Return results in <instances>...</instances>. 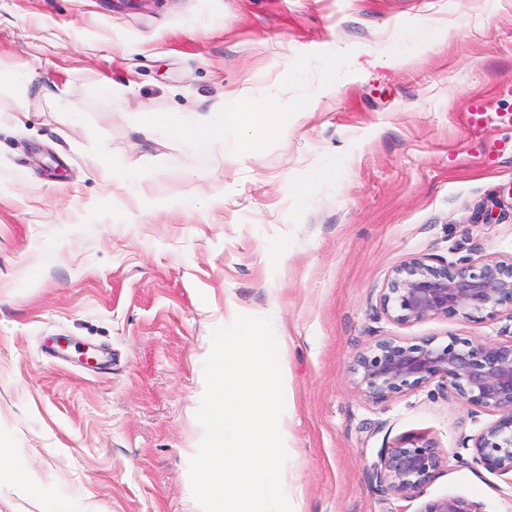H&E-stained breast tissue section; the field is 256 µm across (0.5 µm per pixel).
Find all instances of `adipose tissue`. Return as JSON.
I'll list each match as a JSON object with an SVG mask.
<instances>
[{
    "label": "adipose tissue",
    "mask_w": 512,
    "mask_h": 512,
    "mask_svg": "<svg viewBox=\"0 0 512 512\" xmlns=\"http://www.w3.org/2000/svg\"><path fill=\"white\" fill-rule=\"evenodd\" d=\"M281 110L282 105L275 98L256 103L230 97L225 99L219 119L196 113L183 119L174 134L202 152L208 151L215 141H222L225 154L236 156L255 147L259 136L282 133L278 121Z\"/></svg>",
    "instance_id": "1"
}]
</instances>
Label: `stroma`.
Instances as JSON below:
<instances>
[{"label": "stroma", "mask_w": 512, "mask_h": 512, "mask_svg": "<svg viewBox=\"0 0 512 512\" xmlns=\"http://www.w3.org/2000/svg\"><path fill=\"white\" fill-rule=\"evenodd\" d=\"M402 28L407 63L376 64ZM239 92L278 95L284 134L230 157L136 125ZM414 256L512 258V0H0V453L28 469L0 512H201L210 333L269 314L293 512H512V476L463 446L494 413L352 382L375 336L512 339L502 315L377 318ZM413 432L445 466L422 499L379 493L380 449ZM419 512H480L475 504L459 496H446L426 502Z\"/></svg>", "instance_id": "obj_1"}]
</instances>
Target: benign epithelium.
Returning a JSON list of instances; mask_svg holds the SVG:
<instances>
[{
	"label": "benign epithelium",
	"mask_w": 512,
	"mask_h": 512,
	"mask_svg": "<svg viewBox=\"0 0 512 512\" xmlns=\"http://www.w3.org/2000/svg\"><path fill=\"white\" fill-rule=\"evenodd\" d=\"M512 319V258L457 261L411 257L396 266L379 296V316L397 325L476 314ZM353 383L365 400L385 403L438 382L455 401L497 415L472 443V461L494 473H512V339L484 342L449 337L409 341L375 336L353 358ZM446 457L420 434L404 435L381 448L372 465L378 491L416 499L444 467ZM419 512H478L459 496L426 502Z\"/></svg>",
	"instance_id": "benign-epithelium-1"
}]
</instances>
